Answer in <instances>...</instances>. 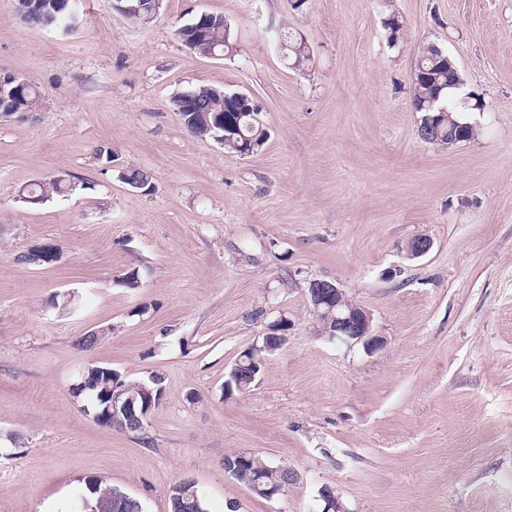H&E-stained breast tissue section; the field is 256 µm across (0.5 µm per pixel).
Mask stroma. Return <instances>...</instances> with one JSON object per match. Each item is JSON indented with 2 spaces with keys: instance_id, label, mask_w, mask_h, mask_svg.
<instances>
[{
  "instance_id": "1",
  "label": "stroma",
  "mask_w": 512,
  "mask_h": 512,
  "mask_svg": "<svg viewBox=\"0 0 512 512\" xmlns=\"http://www.w3.org/2000/svg\"><path fill=\"white\" fill-rule=\"evenodd\" d=\"M203 13L224 17L233 52L182 44ZM431 44L483 103L462 115L477 137L452 147L423 141L411 106ZM1 72L37 86L43 111L0 118V512H80L91 478L145 512H169L185 478L209 512H322L324 486L345 512H512V0H163L146 25L81 0L67 32L0 0ZM205 84L261 106L258 151L186 131L172 100ZM59 170L73 191L19 200ZM420 233L433 246L408 259ZM46 241L58 261L19 262ZM312 279L344 288L386 345L318 335ZM283 318L258 382L225 393ZM92 362L162 374L145 431L82 411L70 387ZM233 450L299 479L257 497L225 474Z\"/></svg>"
}]
</instances>
